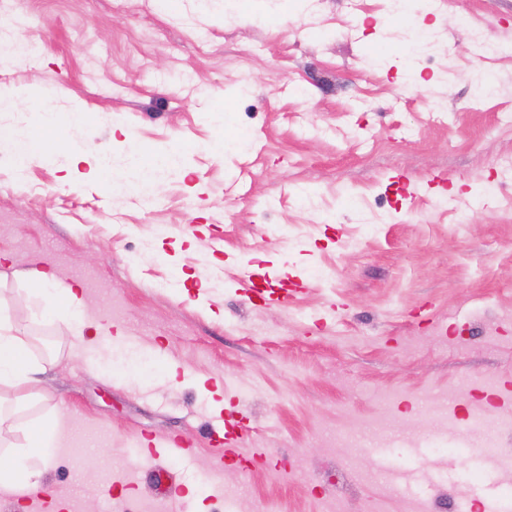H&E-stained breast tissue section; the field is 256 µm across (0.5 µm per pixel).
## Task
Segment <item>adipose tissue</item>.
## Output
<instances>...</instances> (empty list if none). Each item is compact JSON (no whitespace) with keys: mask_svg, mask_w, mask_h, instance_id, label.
Instances as JSON below:
<instances>
[{"mask_svg":"<svg viewBox=\"0 0 512 512\" xmlns=\"http://www.w3.org/2000/svg\"><path fill=\"white\" fill-rule=\"evenodd\" d=\"M61 144L45 148L40 141L20 133L0 134V154L10 158L17 169H24L33 161L52 158L61 151ZM35 283L34 294L44 312L60 316L69 324L91 329L92 339L73 343V355L87 366H94L104 348L112 342L111 325L93 319L86 311L77 286L58 282L49 270L30 274ZM9 303L0 299V386L18 388L34 381L41 364L33 355L27 337L8 317ZM63 419L50 414L39 420L19 422L14 411L0 408V434L23 429L25 445L11 446L0 452V486L15 487L26 493L42 489V473L56 447L62 441Z\"/></svg>","mask_w":512,"mask_h":512,"instance_id":"1","label":"adipose tissue"}]
</instances>
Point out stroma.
I'll list each match as a JSON object with an SVG mask.
<instances>
[{
  "instance_id": "35a3bbf8",
  "label": "stroma",
  "mask_w": 512,
  "mask_h": 512,
  "mask_svg": "<svg viewBox=\"0 0 512 512\" xmlns=\"http://www.w3.org/2000/svg\"><path fill=\"white\" fill-rule=\"evenodd\" d=\"M427 22L384 0H0L1 46L24 57L0 65L17 102L0 130L41 135L35 89L84 115L58 127L53 159L20 177L0 163V296L49 363L0 399L68 416L71 454L42 480L77 512H465L512 496V466L463 433L475 413L512 417V183L496 176L512 57L475 53L512 46V0H452ZM419 53L430 85L411 90L402 63ZM242 133L249 156L207 149ZM173 148L184 169L150 207L68 174L86 150L117 176L133 152ZM246 266L287 304L250 300ZM41 267L121 330L97 367L73 358L76 330L35 314L23 274ZM224 409L265 461L214 470ZM173 435L190 459L133 451ZM432 436L444 452L427 454Z\"/></svg>"
}]
</instances>
